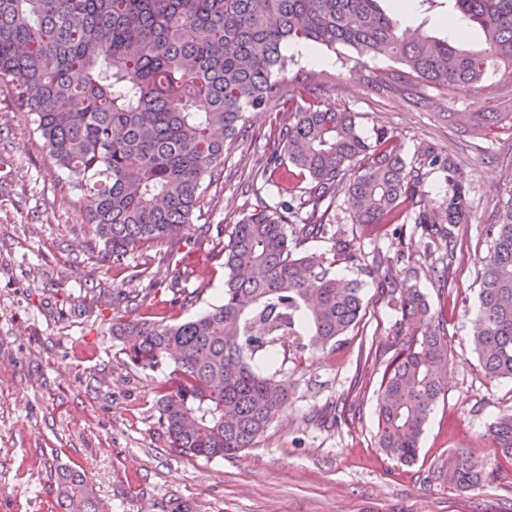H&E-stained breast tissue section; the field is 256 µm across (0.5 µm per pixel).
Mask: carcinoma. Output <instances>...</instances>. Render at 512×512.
Listing matches in <instances>:
<instances>
[{
    "label": "carcinoma",
    "mask_w": 512,
    "mask_h": 512,
    "mask_svg": "<svg viewBox=\"0 0 512 512\" xmlns=\"http://www.w3.org/2000/svg\"><path fill=\"white\" fill-rule=\"evenodd\" d=\"M382 0H0V90L33 116L54 166L68 171L67 194L95 227V248L123 264L135 252L206 237L224 228L193 224L224 154L238 145L250 112H283L284 155L308 187L239 220L223 246L222 304L178 324L116 319L129 361L170 369L159 398V425L170 448L188 457L222 458L249 448L288 404L277 378L281 337L297 346L336 347L362 319V283L333 275L322 257L299 251L323 238L347 263L364 261L361 238L328 223L345 196L370 240H402L407 224L429 247L446 248L449 272L469 187L458 164L427 150L407 166L396 137L369 142L356 115L303 108L275 78L288 43L350 47L397 65L368 76L378 93L412 79L436 87L480 81L512 69V0H453L460 20L478 28L486 48L402 28ZM509 112H470L485 131ZM448 175L433 202L424 168ZM487 234L493 245L481 277L473 350L484 372L512 378V203ZM390 305L400 314L399 345L377 398V447L402 463L416 459L429 415L447 381L448 340L426 295L389 265ZM512 459V413L489 429ZM475 465L459 459L448 478L468 482ZM60 512L79 502L98 512L83 472L58 473Z\"/></svg>",
    "instance_id": "cac0c4a2"
}]
</instances>
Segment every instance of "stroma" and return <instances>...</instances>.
<instances>
[{
  "mask_svg": "<svg viewBox=\"0 0 512 512\" xmlns=\"http://www.w3.org/2000/svg\"><path fill=\"white\" fill-rule=\"evenodd\" d=\"M328 65L286 54L279 80L307 103L355 113L367 140L394 130L410 165L424 151L452 155L457 178L472 188L470 219L457 243L448 282L425 259V243L406 237L401 251L414 282L441 313L448 338L447 391L405 464L376 444L377 397L394 338L396 312L381 292L383 271L368 272L331 257L333 274L363 284L364 310L336 348H287L277 368L288 382L287 406L251 447L206 460L176 453L158 424L157 401L167 369L130 364L112 321L159 315L178 323L220 303L224 255L211 242L182 241L139 305L127 304L145 260L103 262L93 229L64 197L65 170L40 150L31 117L0 94V512H59L56 473L83 470L100 512H512V459L487 431L512 411V379L490 378L474 353L479 272L512 197V123L489 135L460 120L463 112H511L512 74L437 90L400 84L380 95L367 82L392 67L345 47ZM436 104L424 106L423 98ZM279 112L251 113L224 177L206 195L201 221L232 232L252 207L243 186L268 166L261 192L268 205L303 190L277 142ZM100 289L98 299L86 295ZM192 302L172 305L178 289ZM462 456L483 468L479 482L448 477Z\"/></svg>",
  "mask_w": 512,
  "mask_h": 512,
  "instance_id": "1",
  "label": "stroma"
}]
</instances>
